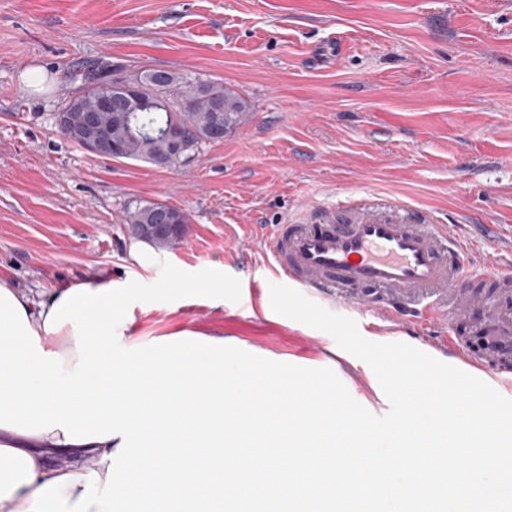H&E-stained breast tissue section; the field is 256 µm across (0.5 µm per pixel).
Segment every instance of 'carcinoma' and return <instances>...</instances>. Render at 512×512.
I'll list each match as a JSON object with an SVG mask.
<instances>
[{
  "label": "carcinoma",
  "mask_w": 512,
  "mask_h": 512,
  "mask_svg": "<svg viewBox=\"0 0 512 512\" xmlns=\"http://www.w3.org/2000/svg\"><path fill=\"white\" fill-rule=\"evenodd\" d=\"M117 77L119 70L110 61L88 63L83 67V88L78 93L80 106H73L69 98L61 111H96L97 98ZM132 78L147 90L134 112L135 134L126 133L122 127L111 128L107 116L101 118L102 132L112 133V140L118 143L122 159L150 161L165 149V144L157 140L159 133L172 126L179 127L193 147L220 142L239 129L250 108L246 99L219 81L184 77L169 70L153 68H145ZM169 216L172 223L181 227V234L174 236L168 232L154 242L155 246L166 249L179 245L185 239L188 214L162 202L145 200H137L135 206L127 209V223L134 234L145 221L162 224Z\"/></svg>",
  "instance_id": "carcinoma-1"
}]
</instances>
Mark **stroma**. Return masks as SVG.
<instances>
[{"instance_id": "stroma-1", "label": "stroma", "mask_w": 512, "mask_h": 512, "mask_svg": "<svg viewBox=\"0 0 512 512\" xmlns=\"http://www.w3.org/2000/svg\"><path fill=\"white\" fill-rule=\"evenodd\" d=\"M106 58L224 82L248 120L180 167L91 156L55 123ZM183 209L185 240L145 263L125 217L135 200ZM392 202L446 225L472 249L467 289L512 263V0H0V276L39 293L81 278L112 283L124 340L115 357L183 332L279 362L332 368L381 416L370 366L326 332L275 313L265 240L320 209ZM363 336L426 349L430 334L374 314Z\"/></svg>"}]
</instances>
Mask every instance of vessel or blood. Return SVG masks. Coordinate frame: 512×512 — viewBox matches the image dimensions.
<instances>
[{
  "instance_id": "obj_1",
  "label": "vessel or blood",
  "mask_w": 512,
  "mask_h": 512,
  "mask_svg": "<svg viewBox=\"0 0 512 512\" xmlns=\"http://www.w3.org/2000/svg\"><path fill=\"white\" fill-rule=\"evenodd\" d=\"M277 283L311 296L344 304L345 291L376 288L392 299L388 314L396 325L410 318L435 322L442 312L465 314L470 294L456 285L471 265L465 247L442 224H416L393 214L380 217L339 216L325 211L316 224H277L267 240ZM426 303L418 312L416 302ZM491 345L471 354L455 337L433 342L469 367L486 372L487 362L512 361V310L483 330Z\"/></svg>"
}]
</instances>
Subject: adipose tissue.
I'll use <instances>...</instances> for the list:
<instances>
[{
  "label": "adipose tissue",
  "mask_w": 512,
  "mask_h": 512,
  "mask_svg": "<svg viewBox=\"0 0 512 512\" xmlns=\"http://www.w3.org/2000/svg\"><path fill=\"white\" fill-rule=\"evenodd\" d=\"M111 282L87 278L35 298L0 278V512H219L227 471L265 474L276 512H305L298 471L323 469L317 494L329 512L373 501L366 471L374 433L337 406L336 388L299 371L264 378L259 362L228 366L224 342L185 332L115 360ZM417 402L435 396L431 427L401 424L392 454L407 472L424 449L471 461L449 493L436 476L427 499L446 512H494L486 475L512 484V454H491L473 427L487 401L439 388L420 364L386 376ZM69 452L71 464L54 466Z\"/></svg>",
  "instance_id": "ef3b65f1"
}]
</instances>
